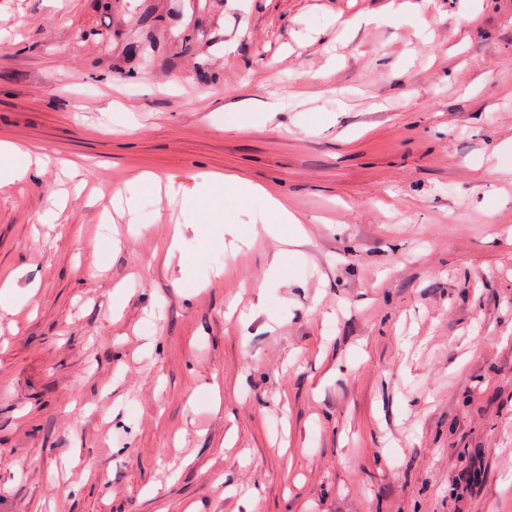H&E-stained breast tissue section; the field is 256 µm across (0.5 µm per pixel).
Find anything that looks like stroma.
Returning <instances> with one entry per match:
<instances>
[{"instance_id":"1","label":"stroma","mask_w":512,"mask_h":512,"mask_svg":"<svg viewBox=\"0 0 512 512\" xmlns=\"http://www.w3.org/2000/svg\"><path fill=\"white\" fill-rule=\"evenodd\" d=\"M390 2L0 0V512H512V0ZM28 162L21 167H1L0 165V180L14 182L21 181L30 176L32 168L38 169L41 166V158L33 155L30 152H25ZM224 192V182L219 178H204L201 190L194 195H181L182 201L188 205L204 210L205 204L216 194Z\"/></svg>"}]
</instances>
